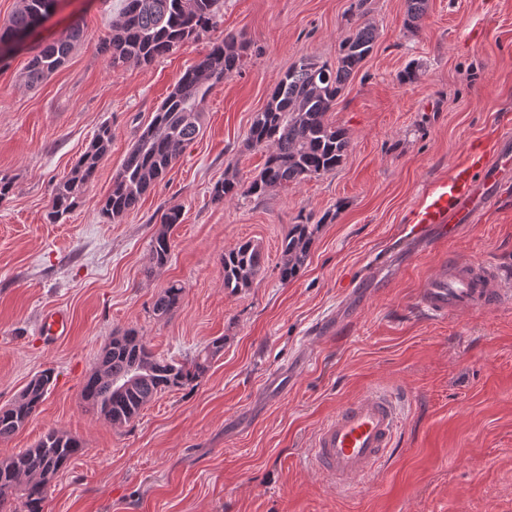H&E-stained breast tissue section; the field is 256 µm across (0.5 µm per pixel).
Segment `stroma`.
Returning <instances> with one entry per match:
<instances>
[{
    "instance_id": "35a3bbf8",
    "label": "stroma",
    "mask_w": 512,
    "mask_h": 512,
    "mask_svg": "<svg viewBox=\"0 0 512 512\" xmlns=\"http://www.w3.org/2000/svg\"><path fill=\"white\" fill-rule=\"evenodd\" d=\"M352 2L224 0L198 40L115 69L101 46L123 0H61L44 35L76 17L88 31L68 61L35 88L23 79L28 51L0 64V176L14 183L0 202V406L36 373L56 375L26 426L0 441V459L50 429L86 444L53 480L46 512H512V305L441 321L417 306L448 258L512 269V209L397 255L386 287H355L467 147L512 121V0H428L414 26L407 0H367L362 19ZM363 20L373 51L327 114L349 138L342 164L259 200L213 202L224 176L259 175L265 153L247 147L246 132L278 78L303 56L335 63ZM229 33L249 48L241 71L208 94L200 135L135 210L106 221L99 202L137 131ZM412 60L419 79L400 83ZM105 122L112 148L95 181L65 223H48L54 184ZM174 205L183 221L169 230L171 258L149 271L160 215ZM328 210L334 219L322 221ZM305 218L321 225L302 275L285 283L281 241ZM245 241L265 264L231 293L222 258ZM173 281L182 302L156 319L152 303ZM339 306L348 331L312 335ZM49 309L68 322L52 340L39 330ZM129 328L165 359L192 358L218 336L224 351L197 386L112 425L86 410L80 390L108 338ZM371 390L402 395L401 449L343 492L314 471L308 448L341 403Z\"/></svg>"
}]
</instances>
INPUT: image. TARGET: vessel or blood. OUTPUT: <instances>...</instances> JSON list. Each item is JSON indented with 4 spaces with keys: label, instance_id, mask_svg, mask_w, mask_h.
<instances>
[{
    "label": "vessel or blood",
    "instance_id": "b4317fda",
    "mask_svg": "<svg viewBox=\"0 0 512 512\" xmlns=\"http://www.w3.org/2000/svg\"><path fill=\"white\" fill-rule=\"evenodd\" d=\"M512 180V133L499 132L453 167L450 178L431 187L424 204L406 225L408 239L427 236L446 241L486 211L505 206L503 186ZM393 250L379 253L360 286H377L389 271ZM512 302V278L485 263L456 264L435 274L418 303L430 316L449 318ZM402 428L400 399L392 392L370 391L337 408L316 432L309 450L313 467L338 488L348 489L386 466L397 451Z\"/></svg>",
    "mask_w": 512,
    "mask_h": 512
}]
</instances>
